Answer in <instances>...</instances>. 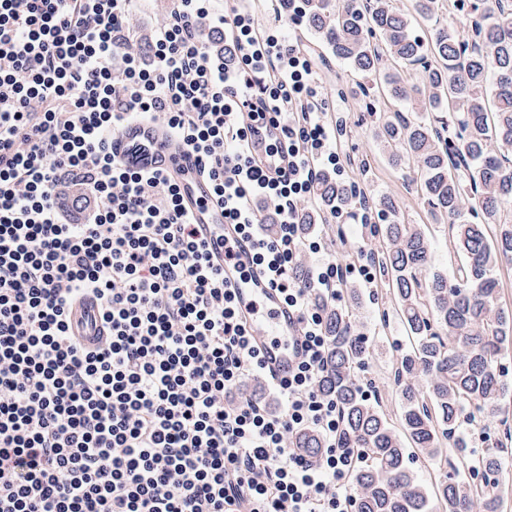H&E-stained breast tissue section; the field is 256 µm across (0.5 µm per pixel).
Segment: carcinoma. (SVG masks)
I'll list each match as a JSON object with an SVG mask.
<instances>
[{"mask_svg": "<svg viewBox=\"0 0 512 512\" xmlns=\"http://www.w3.org/2000/svg\"><path fill=\"white\" fill-rule=\"evenodd\" d=\"M437 0H412V14L393 11L387 0H357L335 8L331 0H307V23L337 61L370 80L366 95L389 104L414 102L413 118L383 111L376 140L391 161L420 172V192L435 219L448 223V245L463 260L453 275L435 271L432 244L423 224H404L394 206L383 225L373 259L380 265L412 344L395 359L403 402L394 428L355 383L356 366L368 355L365 338L352 334L340 306L328 309L329 364L319 388L340 404V445L360 448L363 464L353 476L356 512H428L429 500L442 512H501L497 453L486 451L474 467L479 488L456 477L429 492L406 465L410 448L440 461L450 447L470 464L465 423L494 420L512 382L499 361L512 347V312L500 305L496 270L512 258V5L480 0L482 21L469 30L415 27L434 17ZM416 65L427 78L412 91L404 72ZM318 197L348 203L347 191L328 178ZM479 207L482 221L463 219V201ZM290 445L309 456L322 448L305 432Z\"/></svg>", "mask_w": 512, "mask_h": 512, "instance_id": "cac0c4a2", "label": "carcinoma"}]
</instances>
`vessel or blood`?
Returning <instances> with one entry per match:
<instances>
[{"label": "vessel or blood", "mask_w": 512, "mask_h": 512, "mask_svg": "<svg viewBox=\"0 0 512 512\" xmlns=\"http://www.w3.org/2000/svg\"><path fill=\"white\" fill-rule=\"evenodd\" d=\"M111 150L128 169H162L177 183L182 202L203 237L209 260L223 270L225 285L233 286V300L240 317L252 328L264 367L276 378L292 374L304 358L300 325L283 294L269 281L267 272L253 264V249L235 225L225 223L224 211L212 198L208 182L195 157L162 119L151 117L126 122L111 140ZM234 243L237 258L224 260L225 243ZM96 301L74 302L72 332L86 338L102 333L94 319Z\"/></svg>", "instance_id": "obj_1"}]
</instances>
